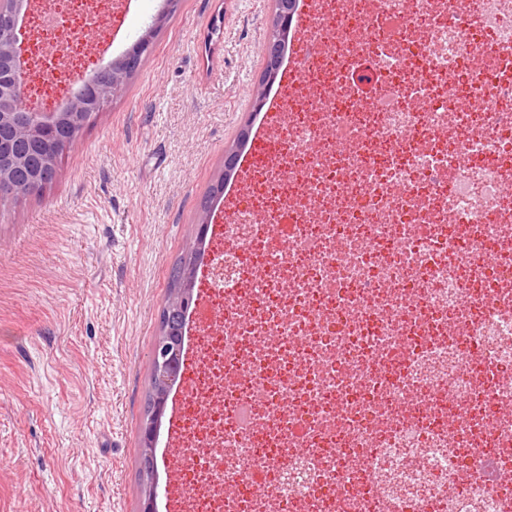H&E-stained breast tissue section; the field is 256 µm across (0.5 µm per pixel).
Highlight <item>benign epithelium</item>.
Returning a JSON list of instances; mask_svg holds the SVG:
<instances>
[{
  "mask_svg": "<svg viewBox=\"0 0 512 512\" xmlns=\"http://www.w3.org/2000/svg\"><path fill=\"white\" fill-rule=\"evenodd\" d=\"M179 0H165L166 8L138 38L132 49L112 61L91 80L83 83L57 112H32L24 105V89L19 77L21 59L18 40L27 12L28 0H0V193L14 191L12 178L36 160V181L56 177V148L61 146L58 129L65 128L74 142L89 115L101 111L104 102L137 72L150 54L155 34L164 25ZM183 339H158L153 353L156 379L166 388L176 380L177 364L183 358Z\"/></svg>",
  "mask_w": 512,
  "mask_h": 512,
  "instance_id": "benign-epithelium-1",
  "label": "benign epithelium"
}]
</instances>
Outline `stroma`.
<instances>
[{
	"label": "stroma",
	"mask_w": 512,
	"mask_h": 512,
	"mask_svg": "<svg viewBox=\"0 0 512 512\" xmlns=\"http://www.w3.org/2000/svg\"><path fill=\"white\" fill-rule=\"evenodd\" d=\"M164 0H101L100 22L25 104L53 112L130 49ZM272 0H181L140 71L56 179L0 201V512H139L152 352L169 272L224 221L200 202L256 126Z\"/></svg>",
	"instance_id": "1"
}]
</instances>
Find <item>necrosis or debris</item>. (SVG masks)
I'll list each match as a JSON object with an SVG mask.
<instances>
[{"label": "necrosis or debris", "instance_id": "1", "mask_svg": "<svg viewBox=\"0 0 512 512\" xmlns=\"http://www.w3.org/2000/svg\"><path fill=\"white\" fill-rule=\"evenodd\" d=\"M317 22L224 226L184 512H512V0Z\"/></svg>", "mask_w": 512, "mask_h": 512}]
</instances>
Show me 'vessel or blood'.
I'll list each match as a JSON object with an SVG mask.
<instances>
[{
	"label": "vessel or blood",
	"instance_id": "obj_1",
	"mask_svg": "<svg viewBox=\"0 0 512 512\" xmlns=\"http://www.w3.org/2000/svg\"><path fill=\"white\" fill-rule=\"evenodd\" d=\"M320 6L321 0H297L288 63L281 75V93L262 102L263 119L253 131L247 150L238 159V188L226 194L225 212H232L241 203L240 186L250 180L271 154L284 156L288 153V141L283 134V99L305 90L306 80L319 60L314 26ZM193 397V386L188 383L171 400L169 420L174 437H181L184 421L193 412Z\"/></svg>",
	"mask_w": 512,
	"mask_h": 512
}]
</instances>
